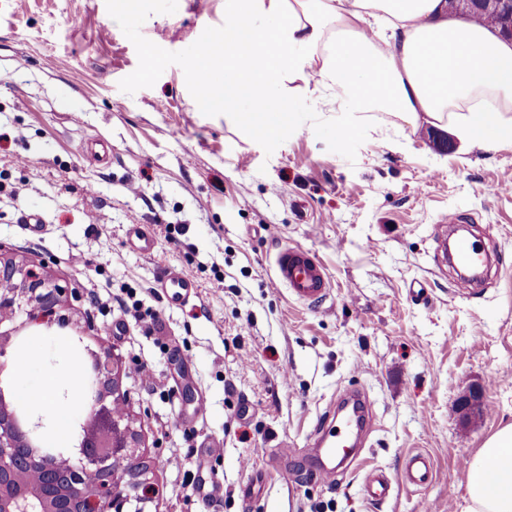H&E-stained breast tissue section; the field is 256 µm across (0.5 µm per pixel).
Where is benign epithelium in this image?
<instances>
[{
	"label": "benign epithelium",
	"mask_w": 512,
	"mask_h": 512,
	"mask_svg": "<svg viewBox=\"0 0 512 512\" xmlns=\"http://www.w3.org/2000/svg\"><path fill=\"white\" fill-rule=\"evenodd\" d=\"M484 10L497 18L495 28L512 40V0H448V13L473 17ZM81 301L77 288L61 282L43 263L28 261L0 247V372L15 337L32 325H70ZM86 360L79 384L89 400L75 424V447L47 441V424L15 401L12 380L0 379V512H147L158 495L154 472L131 436V417H116L112 407L129 406L123 388L122 357L101 345L84 344ZM457 406L468 417H481L482 393L471 388ZM121 460L128 479L116 483L113 463ZM33 471L35 484L23 487L20 476Z\"/></svg>",
	"instance_id": "benign-epithelium-1"
}]
</instances>
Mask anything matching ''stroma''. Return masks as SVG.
I'll use <instances>...</instances> for the list:
<instances>
[{"label": "stroma", "mask_w": 512, "mask_h": 512, "mask_svg": "<svg viewBox=\"0 0 512 512\" xmlns=\"http://www.w3.org/2000/svg\"><path fill=\"white\" fill-rule=\"evenodd\" d=\"M116 3L0 0V243L78 287L75 320L93 317L121 354L159 485L149 512H466L465 461L512 422V143L464 147L385 112L344 139L322 102L264 141L193 104L196 34L223 33L224 0H142L132 21ZM451 212L494 251L486 288L433 261V226ZM130 224L154 237L153 254L129 248ZM286 246L326 265L322 304L277 283ZM167 266L197 284L185 305L156 286ZM119 288L156 322L113 306ZM74 334L33 326L7 354L18 385L55 379L64 410L82 365ZM353 387L372 432L334 485L318 484L306 466L316 433ZM472 387L486 412L467 421L455 401ZM416 449L435 468L420 489L401 481ZM259 469L264 491L245 500ZM372 469L394 481L380 505L363 485Z\"/></svg>", "instance_id": "obj_1"}]
</instances>
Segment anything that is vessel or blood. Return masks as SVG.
<instances>
[{
	"instance_id": "obj_1",
	"label": "vessel or blood",
	"mask_w": 512,
	"mask_h": 512,
	"mask_svg": "<svg viewBox=\"0 0 512 512\" xmlns=\"http://www.w3.org/2000/svg\"><path fill=\"white\" fill-rule=\"evenodd\" d=\"M463 221V215L452 213L444 216L437 227L442 261L458 268L477 264L483 252L480 244L471 237H449V228ZM126 237L129 246L138 253L149 254L155 248L154 238L142 225H128ZM275 272L278 283L287 288L297 302L307 305L319 303L330 292V276L325 266L311 252L301 247L279 249L275 255ZM157 283L173 306L184 304L197 290L190 276L173 267L162 269ZM347 401L351 405L350 413L341 415L334 425L321 429L319 433L318 445L323 461L319 463L315 477L323 484L334 482L336 461L352 462L361 453L358 442L363 430L366 406L356 393L349 394ZM433 469V459L428 452H412L405 465L404 482L411 487L423 486L431 480ZM364 488L372 501L381 503L390 497L392 482L384 472L373 470L366 475Z\"/></svg>"
}]
</instances>
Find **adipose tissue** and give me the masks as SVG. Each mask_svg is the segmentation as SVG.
<instances>
[{
	"mask_svg": "<svg viewBox=\"0 0 512 512\" xmlns=\"http://www.w3.org/2000/svg\"><path fill=\"white\" fill-rule=\"evenodd\" d=\"M194 73L207 77L198 108L268 142L325 91L345 138L385 111L482 148L512 142V43L450 17L446 0H224L220 48ZM466 489L467 512H512V423L469 462Z\"/></svg>",
	"mask_w": 512,
	"mask_h": 512,
	"instance_id": "1",
	"label": "adipose tissue"
}]
</instances>
